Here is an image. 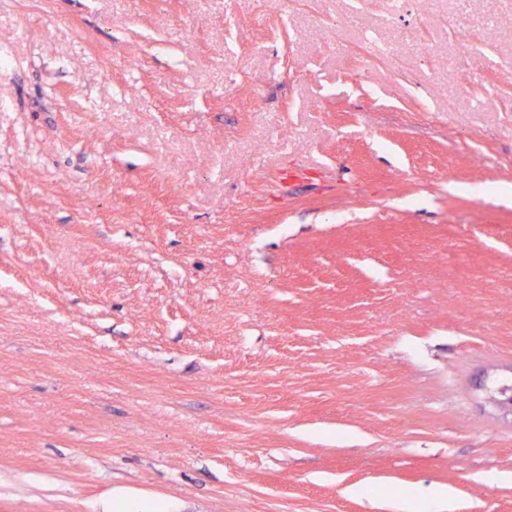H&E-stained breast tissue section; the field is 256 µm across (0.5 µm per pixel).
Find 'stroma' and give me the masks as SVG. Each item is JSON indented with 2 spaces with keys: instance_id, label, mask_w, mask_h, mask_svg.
<instances>
[{
  "instance_id": "stroma-1",
  "label": "stroma",
  "mask_w": 512,
  "mask_h": 512,
  "mask_svg": "<svg viewBox=\"0 0 512 512\" xmlns=\"http://www.w3.org/2000/svg\"><path fill=\"white\" fill-rule=\"evenodd\" d=\"M0 47V512H512V0H0ZM93 510V512H181V506L175 500L153 498L117 488L96 500ZM448 499V492L443 489H434L428 496H422L415 490L402 496L395 507L397 512H418L422 508L441 509Z\"/></svg>"
}]
</instances>
